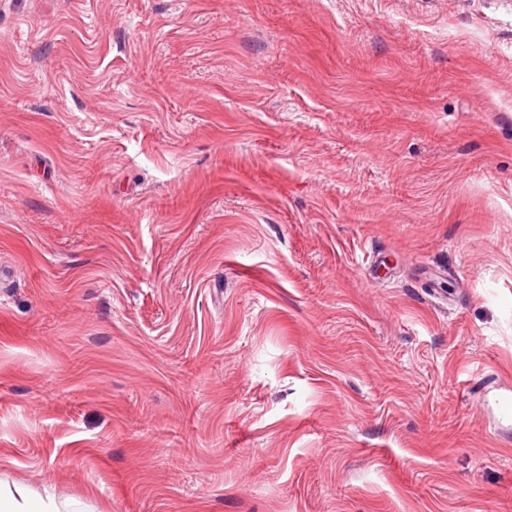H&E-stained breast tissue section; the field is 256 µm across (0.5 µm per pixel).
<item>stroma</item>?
<instances>
[{"instance_id":"35a3bbf8","label":"stroma","mask_w":512,"mask_h":512,"mask_svg":"<svg viewBox=\"0 0 512 512\" xmlns=\"http://www.w3.org/2000/svg\"><path fill=\"white\" fill-rule=\"evenodd\" d=\"M0 482L512 512V0H0Z\"/></svg>"}]
</instances>
